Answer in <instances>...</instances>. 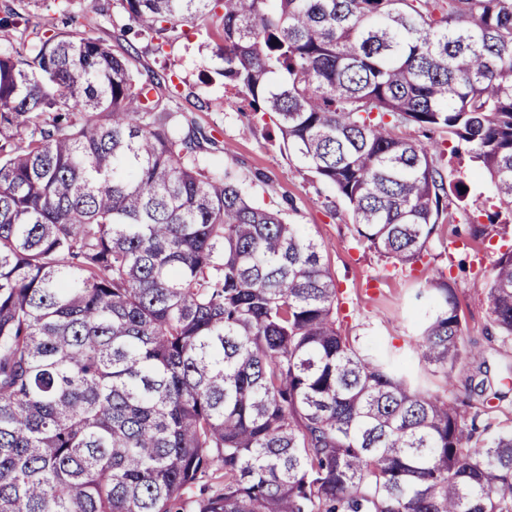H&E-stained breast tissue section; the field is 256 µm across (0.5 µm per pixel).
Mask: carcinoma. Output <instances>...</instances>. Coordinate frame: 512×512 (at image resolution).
Masks as SVG:
<instances>
[{"label":"carcinoma","mask_w":512,"mask_h":512,"mask_svg":"<svg viewBox=\"0 0 512 512\" xmlns=\"http://www.w3.org/2000/svg\"><path fill=\"white\" fill-rule=\"evenodd\" d=\"M119 2L159 49L203 26L380 257L454 221L448 143L512 221V0ZM0 29L34 42L0 52V512H512V426L467 430L504 395L444 275L416 295L438 395L341 333L323 247L201 165L160 78L26 0ZM484 303L512 341V246Z\"/></svg>","instance_id":"obj_1"}]
</instances>
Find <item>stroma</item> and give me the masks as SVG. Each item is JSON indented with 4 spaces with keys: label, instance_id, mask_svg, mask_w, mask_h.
Returning <instances> with one entry per match:
<instances>
[{
    "label": "stroma",
    "instance_id": "obj_1",
    "mask_svg": "<svg viewBox=\"0 0 512 512\" xmlns=\"http://www.w3.org/2000/svg\"><path fill=\"white\" fill-rule=\"evenodd\" d=\"M36 10L50 29L62 28L67 15L75 14L82 34L103 40L118 55L135 51L142 74L170 76L166 109L183 113L218 142L203 153V163L229 172L247 198L301 225L324 246V262L342 301V333L398 359L416 385L443 393L442 372L413 350L426 318L425 307L413 297L442 273L455 290L466 347L483 350L494 367L512 361V344L488 333L484 303L499 248L512 244V224L490 226L483 237L471 238L468 214L492 196L493 187L468 158L452 156L445 165L447 179L463 183L467 209L457 212L453 223L440 224L430 243L431 261L411 268L384 262L357 245L347 203L307 171L295 151L284 148L274 118L252 112L243 95L225 83L220 61L207 48L205 28H190L187 38L159 49L146 38L127 34L129 21L117 0H68L64 5L37 0Z\"/></svg>",
    "mask_w": 512,
    "mask_h": 512
}]
</instances>
